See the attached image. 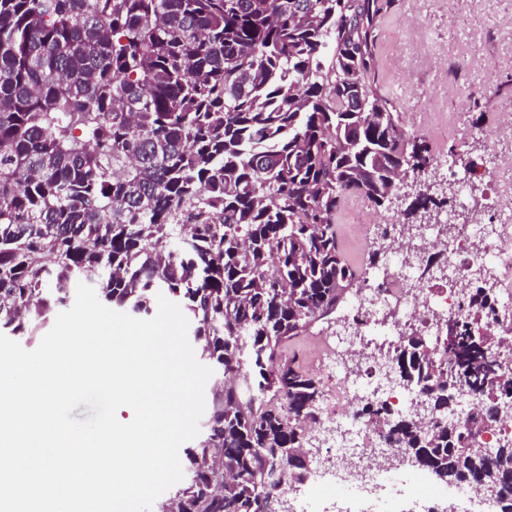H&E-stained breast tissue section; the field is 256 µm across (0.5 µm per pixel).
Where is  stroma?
Wrapping results in <instances>:
<instances>
[{
    "mask_svg": "<svg viewBox=\"0 0 512 512\" xmlns=\"http://www.w3.org/2000/svg\"><path fill=\"white\" fill-rule=\"evenodd\" d=\"M379 61L407 130L424 136L434 152L456 147L491 170L489 137L512 114V0H396L379 23ZM512 152V140L495 145ZM344 254L366 266L374 250L343 205L337 219ZM327 325L286 345L310 373L328 355Z\"/></svg>",
    "mask_w": 512,
    "mask_h": 512,
    "instance_id": "stroma-1",
    "label": "stroma"
}]
</instances>
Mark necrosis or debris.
Returning a JSON list of instances; mask_svg holds the SVG:
<instances>
[{
    "label": "necrosis or debris",
    "instance_id": "obj_1",
    "mask_svg": "<svg viewBox=\"0 0 512 512\" xmlns=\"http://www.w3.org/2000/svg\"><path fill=\"white\" fill-rule=\"evenodd\" d=\"M478 174L440 155L422 181L438 190L448 185L452 204L439 222L422 224L411 243L392 234L380 245L381 263L353 293L332 333L336 361L326 369L327 398L312 425L324 451L315 457L308 491L323 512H386L400 496L417 499L422 512H479L489 491L428 482L400 463L381 434L354 417V407L386 404L395 416L430 421L432 413L414 390L391 382L396 354L409 330L432 347L447 341L448 321L468 317L467 293L479 277L496 280L498 313L512 314V179L476 202ZM471 213L457 225V214Z\"/></svg>",
    "mask_w": 512,
    "mask_h": 512
}]
</instances>
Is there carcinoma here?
Masks as SVG:
<instances>
[{"instance_id":"obj_1","label":"carcinoma","mask_w":512,"mask_h":512,"mask_svg":"<svg viewBox=\"0 0 512 512\" xmlns=\"http://www.w3.org/2000/svg\"><path fill=\"white\" fill-rule=\"evenodd\" d=\"M392 3L0 0V333L33 339L80 282L138 318L159 293L181 307L220 381L169 512H266L302 471L323 388L282 346L363 278L336 215L351 196L389 206L436 160L380 82ZM449 202L417 195L406 217ZM495 298L479 285L470 303L492 313ZM481 326L449 324L438 358L406 336L396 362L440 414L451 365L479 397L469 425L357 414L419 469L512 512V439L476 441L512 396Z\"/></svg>"}]
</instances>
